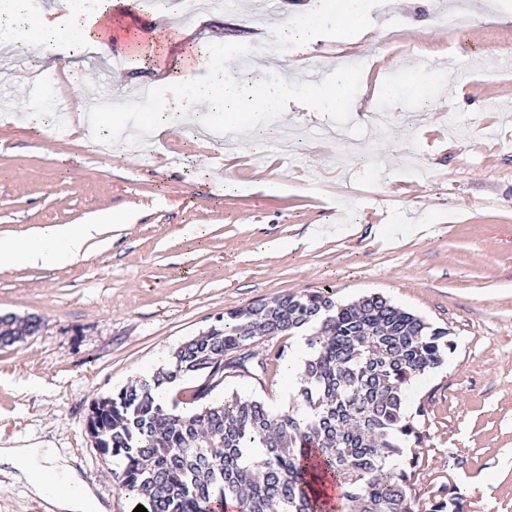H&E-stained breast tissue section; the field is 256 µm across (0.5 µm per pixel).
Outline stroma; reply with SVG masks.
<instances>
[{"label":"stroma","instance_id":"stroma-1","mask_svg":"<svg viewBox=\"0 0 512 512\" xmlns=\"http://www.w3.org/2000/svg\"><path fill=\"white\" fill-rule=\"evenodd\" d=\"M309 0H250L184 22L173 15L157 52L108 77L110 45L74 54L68 40L21 49L30 70L81 73L68 93L99 99L113 151L98 152L84 125L32 128L16 68L0 65V236L32 237L52 224H88L112 212L87 257L65 267L0 271V314L35 315L42 329L0 348V436L67 453L108 512L137 503L86 432L92 402L150 378L172 350L225 311L284 294L328 288L337 302L380 294L447 328L454 349L417 387L411 407L424 438L407 456L422 467L421 497L460 488L464 512H512V0H366L368 28L341 30L321 10L306 40L284 37ZM445 15L464 20L442 26ZM224 62L240 84L261 56L277 64L260 84H286L280 112L254 113L230 144L191 147L194 128L223 127L196 101L164 133L188 148L177 163L145 168L123 153L122 134L142 125V86L153 102L179 95L195 47ZM432 60L413 68L416 55ZM348 73L341 104L309 97L306 62ZM124 95L104 93L107 79ZM350 158L336 163L337 154ZM283 182L269 193L271 176ZM292 336L258 346L262 380L227 379L238 393L284 412L292 403L285 359Z\"/></svg>","mask_w":512,"mask_h":512}]
</instances>
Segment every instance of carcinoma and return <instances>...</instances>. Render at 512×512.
Wrapping results in <instances>:
<instances>
[{
	"label": "carcinoma",
	"instance_id": "cac0c4a2",
	"mask_svg": "<svg viewBox=\"0 0 512 512\" xmlns=\"http://www.w3.org/2000/svg\"><path fill=\"white\" fill-rule=\"evenodd\" d=\"M302 331L311 353L295 408L212 398L226 379L253 375L255 354L244 348ZM452 347L448 329L380 294L349 304L327 290L261 300L181 344L151 379L94 401L88 434L147 512H219L228 501L237 512H325V482L344 489L345 512H462L455 486L417 497L418 458L396 464L421 438L407 390ZM186 375L204 377L190 400L160 394Z\"/></svg>",
	"mask_w": 512,
	"mask_h": 512
}]
</instances>
